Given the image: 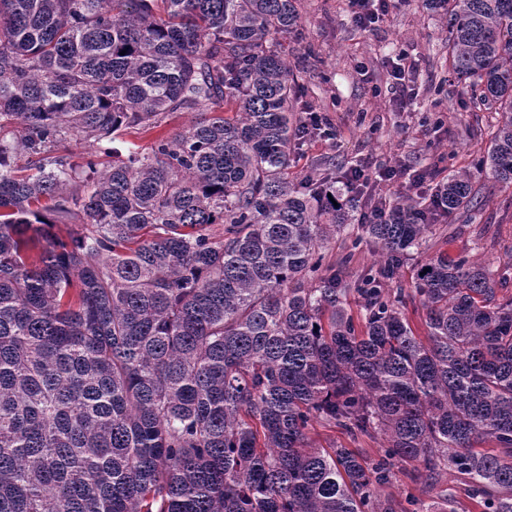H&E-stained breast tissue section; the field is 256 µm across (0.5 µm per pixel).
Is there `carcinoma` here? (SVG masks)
<instances>
[{
  "label": "carcinoma",
  "mask_w": 512,
  "mask_h": 512,
  "mask_svg": "<svg viewBox=\"0 0 512 512\" xmlns=\"http://www.w3.org/2000/svg\"><path fill=\"white\" fill-rule=\"evenodd\" d=\"M425 2L498 119L437 207L348 235L343 188L288 180L296 0H0V512H415L399 469L512 512V263L427 254L478 176L512 188V0ZM188 111L107 166L59 152ZM336 240L376 256L355 284ZM311 435L318 443L324 446L327 445L329 441L336 440V444L338 445L345 446L346 448H358L363 454L371 456L376 453L377 448H379L380 445L379 440L375 442L366 438L353 442L348 438V436L341 433L339 429H329L320 423L314 424Z\"/></svg>",
  "instance_id": "carcinoma-1"
}]
</instances>
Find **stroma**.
<instances>
[{"label":"stroma","instance_id":"35a3bbf8","mask_svg":"<svg viewBox=\"0 0 512 512\" xmlns=\"http://www.w3.org/2000/svg\"><path fill=\"white\" fill-rule=\"evenodd\" d=\"M298 9V30L284 42L299 85L293 108L301 120L310 108L327 115L330 131L297 140L291 179L340 181L358 164L392 166L402 174L400 192L407 193L410 177L431 171L446 178L486 148L495 114L477 108L449 72L448 29L423 0H401L387 21L367 31L356 27L348 0H298ZM398 54L417 67L414 95L403 105L393 102L386 73ZM362 66L371 81L360 80ZM196 118L173 113L159 127L119 137L113 146L121 155L131 146L150 151L156 139L174 136ZM480 187L482 209L469 220L449 218L434 243L451 258L466 256L495 268L512 259V190L487 177Z\"/></svg>","mask_w":512,"mask_h":512}]
</instances>
